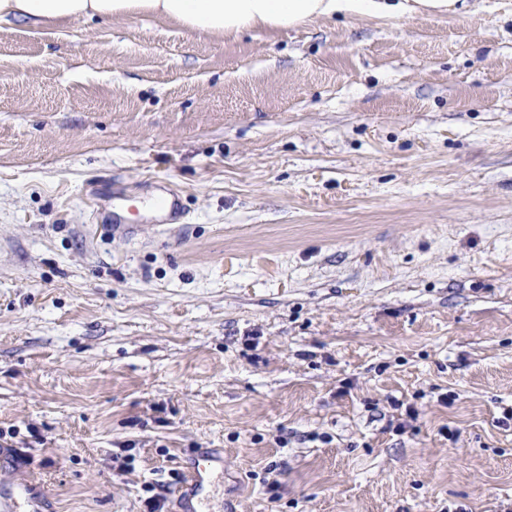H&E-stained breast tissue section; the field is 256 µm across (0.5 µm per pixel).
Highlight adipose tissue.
I'll return each mask as SVG.
<instances>
[{
    "label": "adipose tissue",
    "instance_id": "ef3b65f1",
    "mask_svg": "<svg viewBox=\"0 0 512 512\" xmlns=\"http://www.w3.org/2000/svg\"><path fill=\"white\" fill-rule=\"evenodd\" d=\"M444 13L448 0H0V26L32 28L85 18L153 16L201 34L285 31L336 14L401 15L419 9Z\"/></svg>",
    "mask_w": 512,
    "mask_h": 512
}]
</instances>
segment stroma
Listing matches in <instances>:
<instances>
[{
	"label": "stroma",
	"mask_w": 512,
	"mask_h": 512,
	"mask_svg": "<svg viewBox=\"0 0 512 512\" xmlns=\"http://www.w3.org/2000/svg\"><path fill=\"white\" fill-rule=\"evenodd\" d=\"M510 407L512 0L0 27L1 494L512 512ZM217 465L224 468V457L209 453L195 462L192 470L187 475L186 485H181L176 491L179 501L187 497H185V493H187L188 497H191V500H195V507L192 506L188 509L190 511L185 512H210L207 508L206 484L211 469Z\"/></svg>",
	"instance_id": "35a3bbf8"
}]
</instances>
